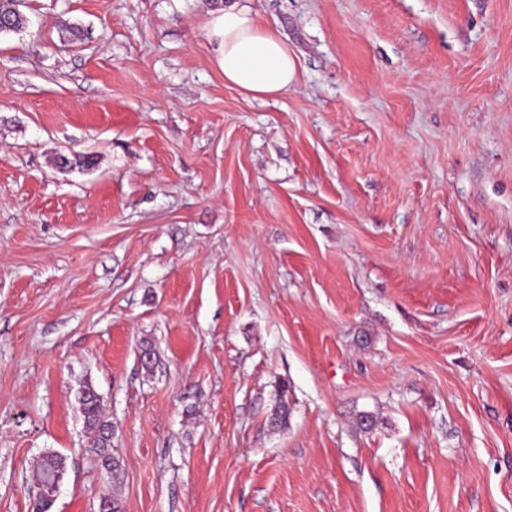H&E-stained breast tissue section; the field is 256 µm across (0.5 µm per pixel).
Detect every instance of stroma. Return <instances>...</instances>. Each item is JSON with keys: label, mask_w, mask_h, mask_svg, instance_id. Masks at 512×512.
Wrapping results in <instances>:
<instances>
[{"label": "stroma", "mask_w": 512, "mask_h": 512, "mask_svg": "<svg viewBox=\"0 0 512 512\" xmlns=\"http://www.w3.org/2000/svg\"><path fill=\"white\" fill-rule=\"evenodd\" d=\"M227 2L0 33V512L48 451L50 512H512V0H251L298 64L264 99ZM233 1L208 22L224 82L260 99L288 92L297 81L295 56L276 31L260 24L251 7ZM78 402L84 423L93 435L91 447L102 467L110 472L116 471L119 460L112 454V426L102 418L98 394L91 386H84L79 391ZM67 471L66 458L59 452L50 451L42 455L38 465L37 490L56 483L60 471Z\"/></svg>", "instance_id": "obj_1"}]
</instances>
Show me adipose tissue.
<instances>
[{
    "instance_id": "obj_1",
    "label": "adipose tissue",
    "mask_w": 512,
    "mask_h": 512,
    "mask_svg": "<svg viewBox=\"0 0 512 512\" xmlns=\"http://www.w3.org/2000/svg\"><path fill=\"white\" fill-rule=\"evenodd\" d=\"M208 35L228 85L260 99L282 95L295 86L293 53L276 31L260 24L251 7L232 0L213 12Z\"/></svg>"
}]
</instances>
